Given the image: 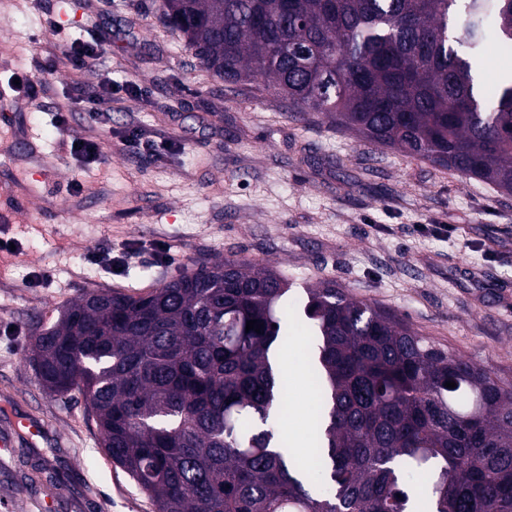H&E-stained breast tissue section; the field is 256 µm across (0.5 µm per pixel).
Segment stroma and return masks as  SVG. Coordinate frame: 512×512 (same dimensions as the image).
<instances>
[{
  "label": "stroma",
  "mask_w": 512,
  "mask_h": 512,
  "mask_svg": "<svg viewBox=\"0 0 512 512\" xmlns=\"http://www.w3.org/2000/svg\"><path fill=\"white\" fill-rule=\"evenodd\" d=\"M47 5L72 38L102 37L104 69L130 84L103 103L111 130L77 110L82 80L65 63L38 68L60 50ZM22 75L47 94L0 108V239L20 249L0 259V436L14 440L0 454V512H154L99 446L83 398L40 384L33 331L81 292L157 285L195 262L236 255L288 278L290 361L306 356V288L331 281L512 382V194L323 117L295 121L271 92L201 69L155 0H0V95ZM133 128L174 147L148 160L124 144ZM87 136L103 142L89 169L61 145ZM107 246L129 251L124 268L86 264ZM19 416L42 436H15Z\"/></svg>",
  "instance_id": "stroma-1"
}]
</instances>
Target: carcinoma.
I'll use <instances>...</instances> for the list:
<instances>
[{"label": "carcinoma", "instance_id": "cac0c4a2", "mask_svg": "<svg viewBox=\"0 0 512 512\" xmlns=\"http://www.w3.org/2000/svg\"><path fill=\"white\" fill-rule=\"evenodd\" d=\"M199 65L364 139L512 193V77L483 80L512 0H160ZM466 16L462 37L448 21ZM288 279L232 257L137 294L82 293L39 332L37 375L77 393L155 512H512V384L327 282L307 289L320 408L308 470L280 450ZM261 332L246 331V322ZM456 384L445 387V382Z\"/></svg>", "mask_w": 512, "mask_h": 512}]
</instances>
